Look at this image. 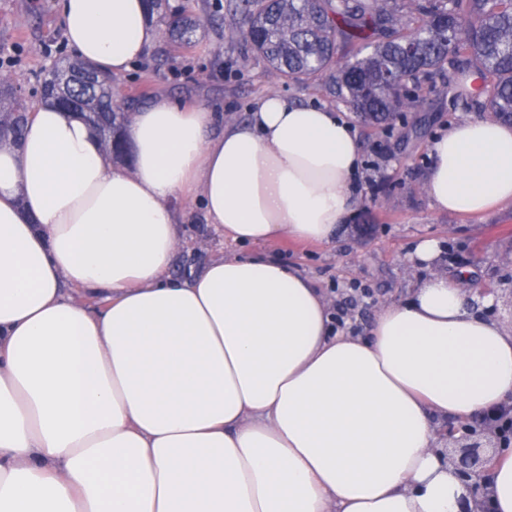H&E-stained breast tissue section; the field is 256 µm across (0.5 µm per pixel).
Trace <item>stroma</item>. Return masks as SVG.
Returning <instances> with one entry per match:
<instances>
[{
  "mask_svg": "<svg viewBox=\"0 0 512 512\" xmlns=\"http://www.w3.org/2000/svg\"><path fill=\"white\" fill-rule=\"evenodd\" d=\"M54 4L55 0H0V52L16 50L12 79L28 92L45 67L71 56ZM223 45L212 23H205L190 48L169 51L164 41H157L149 56L117 78L115 85L125 95L149 84L153 94L206 105L227 123L246 120L256 101L274 90L300 103L325 104L343 112L363 152L356 203L330 243L288 238L245 244L237 248L240 253L272 256L294 265L328 294L346 329L360 334L383 303L405 299L427 277V270L413 268L408 256L419 240L432 239L441 249L439 271H468L477 289L498 297L495 319L504 321L512 315L506 302V289L512 286V201L483 215L441 213L424 190L432 164L431 140L461 118L460 103L450 98L443 83L430 92L425 111L408 113L407 127L389 134L369 128L349 105L320 88L272 83L255 57L218 72L213 59ZM232 249L208 227L201 210H194L183 227L172 274L188 276L212 256Z\"/></svg>",
  "mask_w": 512,
  "mask_h": 512,
  "instance_id": "35a3bbf8",
  "label": "stroma"
}]
</instances>
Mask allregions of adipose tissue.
Masks as SVG:
<instances>
[{
    "instance_id": "1",
    "label": "adipose tissue",
    "mask_w": 512,
    "mask_h": 512,
    "mask_svg": "<svg viewBox=\"0 0 512 512\" xmlns=\"http://www.w3.org/2000/svg\"><path fill=\"white\" fill-rule=\"evenodd\" d=\"M55 9L72 54L111 76L158 37L147 0ZM125 137L122 163L47 103L0 143V512H459L437 431L512 406V327L437 272L435 240L410 254L430 276L361 334L274 259L171 275L177 199L238 244L331 242L362 165L344 115L267 94L221 126L159 95ZM430 154L437 210L512 201V125L463 118ZM493 459L488 506L512 512V446Z\"/></svg>"
}]
</instances>
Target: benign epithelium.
I'll return each mask as SVG.
<instances>
[{
    "instance_id": "7a95c632",
    "label": "benign epithelium",
    "mask_w": 512,
    "mask_h": 512,
    "mask_svg": "<svg viewBox=\"0 0 512 512\" xmlns=\"http://www.w3.org/2000/svg\"><path fill=\"white\" fill-rule=\"evenodd\" d=\"M447 433L457 442L451 461L468 492L460 512H489L484 504L493 469L490 449L512 442V408L478 425H450Z\"/></svg>"
}]
</instances>
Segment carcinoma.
<instances>
[{
	"label": "carcinoma",
	"instance_id": "cac0c4a2",
	"mask_svg": "<svg viewBox=\"0 0 512 512\" xmlns=\"http://www.w3.org/2000/svg\"><path fill=\"white\" fill-rule=\"evenodd\" d=\"M224 41L244 45L282 82L320 84L346 99L370 126L420 112L418 94L440 76L470 100L466 111L512 124V0H224ZM199 0H181L167 39L189 45L203 23ZM41 99L78 111L118 157L128 113L113 79L79 61H59L41 78ZM21 88L0 80V136L18 142L35 111Z\"/></svg>",
	"mask_w": 512,
	"mask_h": 512
}]
</instances>
